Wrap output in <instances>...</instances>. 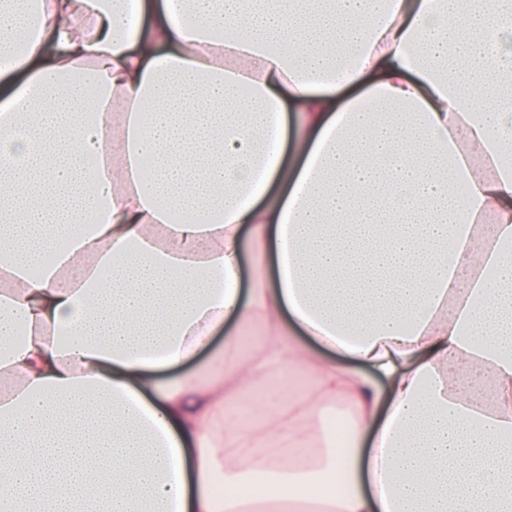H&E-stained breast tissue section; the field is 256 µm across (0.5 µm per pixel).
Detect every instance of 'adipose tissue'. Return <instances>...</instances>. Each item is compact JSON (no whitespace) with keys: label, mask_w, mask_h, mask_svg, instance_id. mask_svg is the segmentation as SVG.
<instances>
[{"label":"adipose tissue","mask_w":512,"mask_h":512,"mask_svg":"<svg viewBox=\"0 0 512 512\" xmlns=\"http://www.w3.org/2000/svg\"><path fill=\"white\" fill-rule=\"evenodd\" d=\"M25 2L0 512H512V0ZM284 382L298 418L239 414ZM310 426L312 464L269 453ZM232 327V323H225L224 326H219L215 330L213 336H211L210 342L206 347L200 349L192 359L184 363L178 370L161 373L160 378L164 379L173 373H177L180 371H189L194 369L198 365L207 363L214 352L223 348L224 336L226 335L227 332H229L232 329Z\"/></svg>","instance_id":"obj_1"}]
</instances>
